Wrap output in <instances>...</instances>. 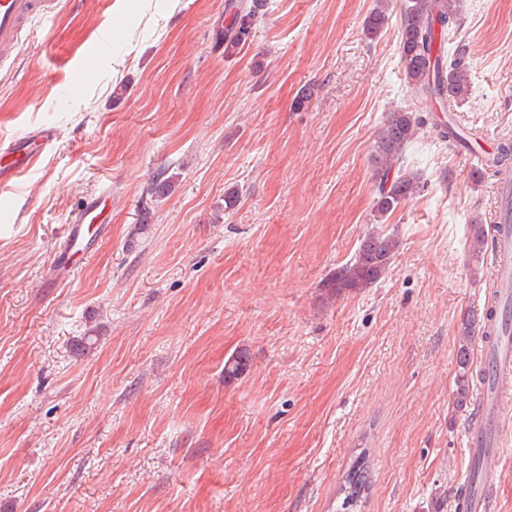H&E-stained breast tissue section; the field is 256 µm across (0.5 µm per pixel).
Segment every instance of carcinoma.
<instances>
[{"label": "carcinoma", "instance_id": "carcinoma-1", "mask_svg": "<svg viewBox=\"0 0 512 512\" xmlns=\"http://www.w3.org/2000/svg\"><path fill=\"white\" fill-rule=\"evenodd\" d=\"M389 0H377L368 15L366 32L377 35L388 23ZM463 0H407L400 15L398 43L405 81L411 90L436 101L440 111L452 113L467 95L469 61L458 50L448 54V44L455 38L462 19ZM266 0H235L231 3V25L220 30L216 43L231 55L250 37L255 22L262 14ZM424 122L413 112L395 111L378 132L373 145L375 177L378 181L373 200V221L379 224L421 189L419 177L404 166L407 147L418 139ZM512 169V139L507 137L496 151L477 163L473 171L480 181L485 173L496 174ZM173 179L156 178L147 193L159 201L172 191ZM487 243L482 224L470 225V251L479 255ZM399 247L393 233L372 230L364 235L352 259L336 269L325 288L332 296L357 293L372 287L387 274ZM491 311L477 317H464L458 336V374L453 400L463 407L470 402L474 390L472 354L475 330L483 327ZM370 489V470L366 455H359L345 476L336 498V512H360Z\"/></svg>", "mask_w": 512, "mask_h": 512}]
</instances>
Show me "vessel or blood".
<instances>
[{
    "mask_svg": "<svg viewBox=\"0 0 512 512\" xmlns=\"http://www.w3.org/2000/svg\"><path fill=\"white\" fill-rule=\"evenodd\" d=\"M55 0H0V65L12 62L16 50L34 27L52 13ZM55 127L39 126L0 141V186L29 171L56 142ZM493 250L501 259L494 278L502 296L512 295V264L502 261L512 254V174L499 177ZM111 205L109 192H101L73 211L64 229V245L54 262V280L63 282L74 272L75 258L87 254L104 225L103 213ZM497 346L484 350V365L491 372L470 417L467 437L473 453L486 458L487 447H500L497 428L504 423V390L512 385V327L502 326Z\"/></svg>",
    "mask_w": 512,
    "mask_h": 512,
    "instance_id": "vessel-or-blood-1",
    "label": "vessel or blood"
}]
</instances>
